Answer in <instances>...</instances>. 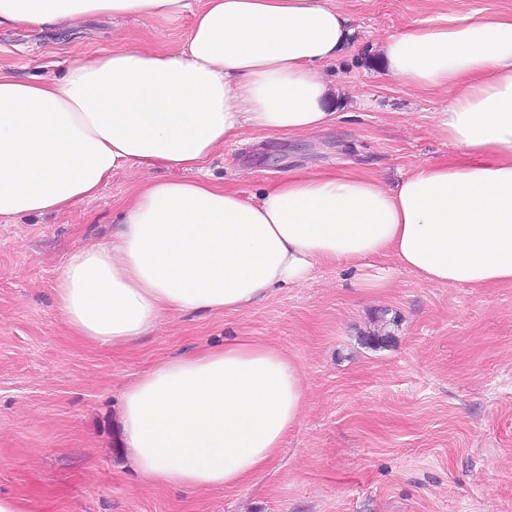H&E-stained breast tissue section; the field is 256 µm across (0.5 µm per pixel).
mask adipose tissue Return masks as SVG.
<instances>
[{
	"label": "adipose tissue",
	"instance_id": "obj_1",
	"mask_svg": "<svg viewBox=\"0 0 512 512\" xmlns=\"http://www.w3.org/2000/svg\"><path fill=\"white\" fill-rule=\"evenodd\" d=\"M186 11L177 48L80 51L54 80L0 66V221L63 211L134 164L194 174L145 180L111 243L67 258L55 304L73 335L130 344L165 316L235 312L318 266L385 255L437 285L512 286V11H461L379 44L387 76L442 92L433 131L472 164L421 162L390 187L361 169L296 170L254 199L203 165L248 128L294 138L330 126L321 69L352 35L333 0H0V27ZM303 399L286 348L228 336L123 389L122 443L153 486L236 487L275 460Z\"/></svg>",
	"mask_w": 512,
	"mask_h": 512
}]
</instances>
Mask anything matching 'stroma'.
I'll use <instances>...</instances> for the list:
<instances>
[{
    "label": "stroma",
    "instance_id": "obj_1",
    "mask_svg": "<svg viewBox=\"0 0 512 512\" xmlns=\"http://www.w3.org/2000/svg\"><path fill=\"white\" fill-rule=\"evenodd\" d=\"M335 3L355 46L323 70L337 89L335 121L290 139L246 133L207 160L210 179L250 198L293 170L365 167L391 184L421 161L454 157L429 119L440 96L387 78L375 45L416 21L512 10V0ZM192 23L186 12L4 26L0 64L24 79L56 77L69 52L157 34L179 46ZM149 175L170 172L132 166L66 211L0 223V496L28 512H512V286H440L388 256L385 294L364 292L357 266L328 265L238 312L166 317L130 346L71 336L55 305L60 269L84 244L109 241L122 202ZM380 328L389 341L368 344ZM235 333L293 356L298 426L246 486L153 487L120 446L121 391L153 362Z\"/></svg>",
    "mask_w": 512,
    "mask_h": 512
}]
</instances>
